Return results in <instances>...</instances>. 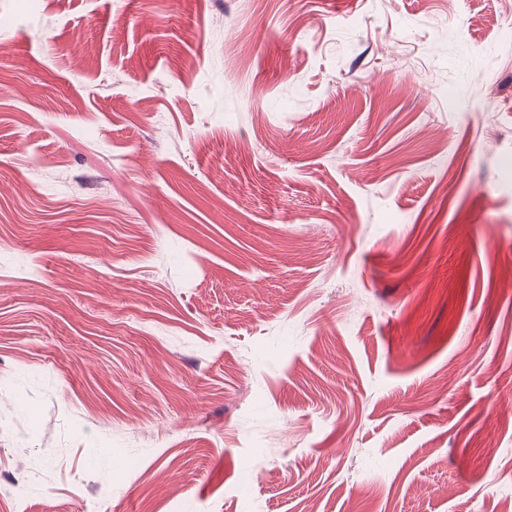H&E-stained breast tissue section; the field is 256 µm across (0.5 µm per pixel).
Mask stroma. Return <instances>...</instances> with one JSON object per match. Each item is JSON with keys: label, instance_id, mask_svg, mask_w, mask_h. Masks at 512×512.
<instances>
[{"label": "stroma", "instance_id": "1", "mask_svg": "<svg viewBox=\"0 0 512 512\" xmlns=\"http://www.w3.org/2000/svg\"><path fill=\"white\" fill-rule=\"evenodd\" d=\"M511 268L512 0H0V512H512Z\"/></svg>", "mask_w": 512, "mask_h": 512}]
</instances>
